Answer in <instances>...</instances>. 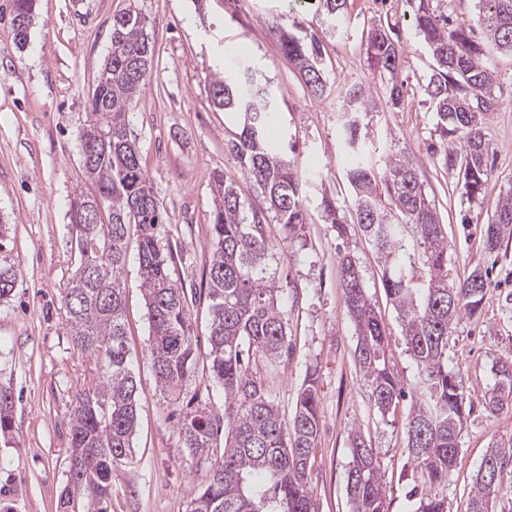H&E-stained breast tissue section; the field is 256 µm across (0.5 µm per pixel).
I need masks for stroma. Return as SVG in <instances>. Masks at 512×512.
<instances>
[{
	"label": "stroma",
	"mask_w": 512,
	"mask_h": 512,
	"mask_svg": "<svg viewBox=\"0 0 512 512\" xmlns=\"http://www.w3.org/2000/svg\"><path fill=\"white\" fill-rule=\"evenodd\" d=\"M147 19L156 45L150 81L129 114L154 192L166 212L163 244L175 258V273L187 298V313L199 353L209 351L211 322L206 278L213 206L212 177L236 181L246 206L265 202L242 176L226 148L240 116L216 108L210 82L248 67L280 93L279 133L297 143V175L305 191L307 220L301 229L270 223L274 247L265 275L288 280L283 307L288 313L291 351L263 384L282 415H291L307 375L320 386L321 424L311 473L317 512H352L346 491L352 464L350 440L361 434L371 445L386 490L388 512H416L412 488L421 474L406 450L405 417L410 400L380 415L356 367V332L345 308L339 257L350 254L365 291L389 333L387 357L411 386L416 363L406 352L401 321L381 285L377 252L356 224L338 236L322 212L331 197L351 213L346 179L348 159L337 131L342 121V88L361 82L377 104L364 121L377 154L402 153L416 164L425 192L444 224L451 249L448 277L486 272L491 285L479 315L456 326L448 345V369L462 374L467 390V423L461 453L440 492L448 512H468L473 479L490 448L512 446V400L497 414L485 410L496 386L494 364L512 353V244L488 253L479 232L496 202L512 195V53L487 46L499 104L488 113L486 133L494 147L491 174L482 200L459 188L448 169L439 117L421 87L432 60L414 33L405 0H347L340 24L320 21L309 0H36L30 45L15 46L7 21H0V222L7 224L6 253L18 269L12 296L0 302V384L14 395L12 428L0 437V504L10 512H57L67 484L68 415L78 390L88 382L90 362L74 350L63 325L60 294L72 273L68 220L74 192L88 189L81 160L80 130L87 101L112 50V19L129 6ZM389 28L403 53L400 74L404 105L384 99V85L370 65L367 31ZM303 36L319 31L330 85L310 92L283 53L278 26ZM125 282V328L138 384V415L132 458L112 471V496L93 512H188L198 488L209 480V463L183 460L175 422L146 356L150 332L138 263L129 258Z\"/></svg>",
	"instance_id": "1"
}]
</instances>
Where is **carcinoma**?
Instances as JSON below:
<instances>
[{"label":"carcinoma","mask_w":512,"mask_h":512,"mask_svg":"<svg viewBox=\"0 0 512 512\" xmlns=\"http://www.w3.org/2000/svg\"><path fill=\"white\" fill-rule=\"evenodd\" d=\"M411 24L435 61L423 88L435 107L448 140V165H460L461 190L470 200L483 198L489 180L487 159L493 151L483 120L496 109L495 78L485 44L474 36L482 27L497 49L512 52V0H478L476 25H447L433 0H414ZM346 0H317L319 15L337 18ZM9 28L16 46L26 45L35 0H7ZM147 22L131 6L112 22V51L88 98V117L80 134L81 158L89 191L69 204L70 250L74 268L61 296L64 325L71 342L95 364V382L80 389L69 414L68 485L59 512H74L84 497L97 502L111 495L112 469L132 455L138 385L125 339L123 272L130 242L136 243L150 335L146 347L176 423L187 458L200 462L214 455L219 432L224 448L211 464V477L190 502V512H315L311 458L320 428L317 377H306L297 392L295 411L285 420L264 388L260 371L274 367L290 352L284 290L263 276L269 250L267 214L289 229L304 223L302 185L295 170V147L270 137L278 96L245 68L234 77L211 82L213 103L243 113V125L227 149L241 174L261 190L266 208L246 210L235 180L213 175L211 262L207 279L212 320L206 356L209 381L222 393L220 407L210 402L192 408L181 395L196 381L199 357L186 312V296L174 278V256L162 245L164 207L142 164L136 141L128 134V114L154 68V44ZM283 52L299 69L307 88L323 93L328 80L321 66L318 34L298 38L283 26ZM368 53L379 75L387 78L388 102L404 103L398 79L403 56L383 26L372 28ZM340 127L351 162L347 170L354 192L356 223L373 243L383 266L382 285L403 327L407 352L417 372L415 402L406 418L407 450L430 492L417 512H448V498L435 489L448 482L460 454L467 394L459 373L448 371V339L456 326L480 311L490 286L476 269L464 281L448 280L450 245L444 225L406 157L388 155L379 168L365 160L362 114L372 111L370 93L361 84L347 87ZM322 206L337 233L345 217L335 201ZM488 252L512 239V197L496 205L483 225ZM345 305L356 327L354 361L381 414L405 396L386 357L387 332L362 284L354 259L340 258ZM15 265L0 258V300L17 285ZM497 395L486 401L494 414L512 397V356L495 363ZM14 397L0 385V435L12 425ZM347 493L352 512H387L385 490L372 448L353 437ZM512 448H493L475 475L470 512H494L505 461Z\"/></svg>","instance_id":"1"}]
</instances>
